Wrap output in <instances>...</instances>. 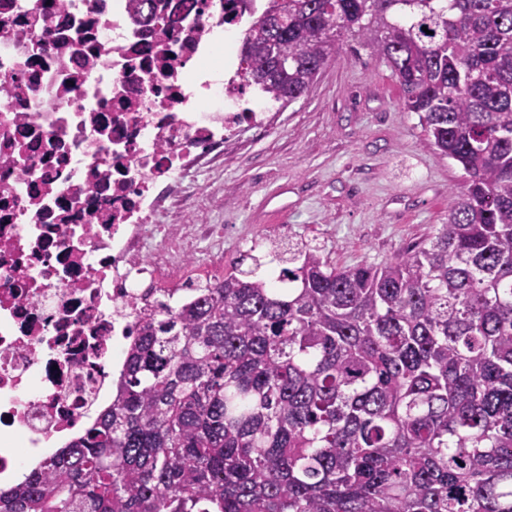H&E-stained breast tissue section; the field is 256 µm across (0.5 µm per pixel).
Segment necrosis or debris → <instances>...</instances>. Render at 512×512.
Masks as SVG:
<instances>
[{
  "instance_id": "4bbe7bcc",
  "label": "necrosis or debris",
  "mask_w": 512,
  "mask_h": 512,
  "mask_svg": "<svg viewBox=\"0 0 512 512\" xmlns=\"http://www.w3.org/2000/svg\"><path fill=\"white\" fill-rule=\"evenodd\" d=\"M0 0V482L112 402L141 311L188 301L224 227L199 178L270 124L235 43L261 0Z\"/></svg>"
}]
</instances>
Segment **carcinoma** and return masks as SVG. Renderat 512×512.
Here are the masks:
<instances>
[{
	"label": "carcinoma",
	"mask_w": 512,
	"mask_h": 512,
	"mask_svg": "<svg viewBox=\"0 0 512 512\" xmlns=\"http://www.w3.org/2000/svg\"><path fill=\"white\" fill-rule=\"evenodd\" d=\"M349 35L464 172L448 223L384 266L296 243L277 279L156 300L112 405L0 512H512V0H266L242 82L289 104Z\"/></svg>",
	"instance_id": "obj_1"
}]
</instances>
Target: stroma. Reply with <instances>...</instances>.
I'll return each instance as SVG.
<instances>
[{
  "label": "stroma",
  "mask_w": 512,
  "mask_h": 512,
  "mask_svg": "<svg viewBox=\"0 0 512 512\" xmlns=\"http://www.w3.org/2000/svg\"><path fill=\"white\" fill-rule=\"evenodd\" d=\"M401 98L386 63L343 40L277 122L206 175L224 192L211 223L233 228L225 269L287 242L319 246L336 267L380 266L447 223L463 172L425 145Z\"/></svg>",
  "instance_id": "1"
}]
</instances>
